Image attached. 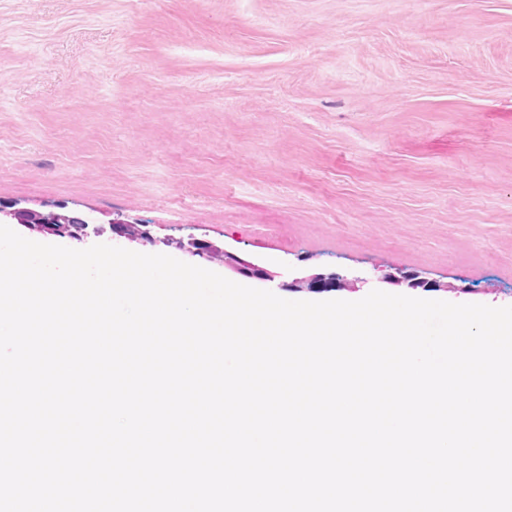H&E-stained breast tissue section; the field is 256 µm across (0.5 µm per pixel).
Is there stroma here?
Here are the masks:
<instances>
[{
	"label": "stroma",
	"mask_w": 512,
	"mask_h": 512,
	"mask_svg": "<svg viewBox=\"0 0 512 512\" xmlns=\"http://www.w3.org/2000/svg\"><path fill=\"white\" fill-rule=\"evenodd\" d=\"M0 206L287 300L512 305V0H0ZM23 220L25 224H29L30 226H33L35 228H39L37 226H34L36 224H45L49 225L54 232L58 234L68 235V236H74L73 233L76 231L75 226H72L71 224H76L79 228L81 227V231L84 233L80 234L79 238H88L91 236V232L87 231L89 228V224H94L93 222H90L88 219L80 218V217H69L68 220L70 224H60L53 220L52 216H44V215H38V214H26L23 215Z\"/></svg>",
	"instance_id": "stroma-1"
}]
</instances>
